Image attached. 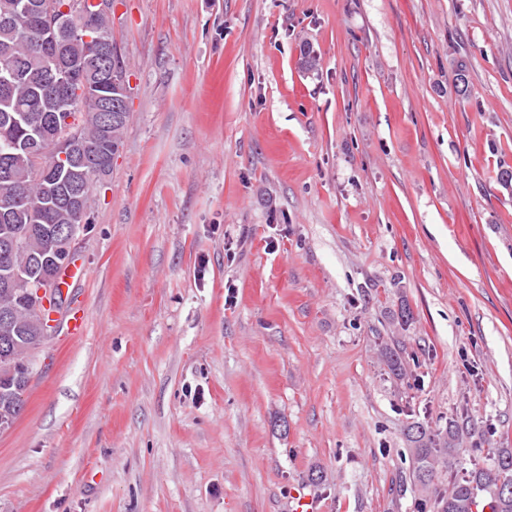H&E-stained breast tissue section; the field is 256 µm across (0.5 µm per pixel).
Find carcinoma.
<instances>
[{
    "label": "carcinoma",
    "mask_w": 512,
    "mask_h": 512,
    "mask_svg": "<svg viewBox=\"0 0 512 512\" xmlns=\"http://www.w3.org/2000/svg\"><path fill=\"white\" fill-rule=\"evenodd\" d=\"M87 21L103 37L112 38L109 16L93 14ZM12 53L21 62L30 78L14 83L5 95H0V164H5L12 176V186L0 184V211L9 210V218L0 221V241L6 237L18 240L9 260L11 271L24 272L32 262L54 248L47 225L73 224L74 212L64 206L57 207L49 217V224L36 221L33 205L49 192L66 186L73 174L63 172L45 157L36 167L32 153L26 149L11 148L10 142L21 138L19 130L4 131V117L19 109L34 108L52 119L54 130L61 133L75 128L80 133L81 147L96 144L101 136L100 112L91 101L72 110H63L56 99L40 94L35 75L41 68V59L33 53L34 33L29 24H21L10 34ZM130 112L112 114L109 131L112 147L123 144ZM0 316L8 321L7 331L0 330V421H15L25 405L29 378H21L15 370V361L30 360L36 349L51 333L48 313L37 310L23 300L16 290L0 287ZM390 373L396 377L406 375L405 359L400 347L386 344L381 350ZM407 441L412 461V478L420 486H430L435 479L448 472L450 486L436 490L438 512H473L480 493L486 492L494 503V512H512V449L501 448L488 468L473 467L466 474L453 473V439L448 433L430 430L421 422L407 428Z\"/></svg>",
    "instance_id": "1"
}]
</instances>
